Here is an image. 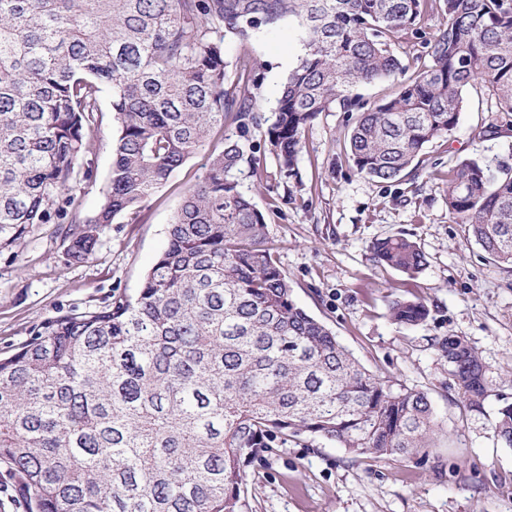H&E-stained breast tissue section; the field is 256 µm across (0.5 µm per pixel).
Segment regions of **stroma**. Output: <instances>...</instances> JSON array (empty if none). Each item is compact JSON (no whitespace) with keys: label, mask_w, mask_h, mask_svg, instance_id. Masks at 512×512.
<instances>
[{"label":"stroma","mask_w":512,"mask_h":512,"mask_svg":"<svg viewBox=\"0 0 512 512\" xmlns=\"http://www.w3.org/2000/svg\"><path fill=\"white\" fill-rule=\"evenodd\" d=\"M445 17L428 14L420 35L405 34L393 52L421 67L428 41ZM257 60L260 105L270 113L282 78L302 54L294 25L260 33L249 46ZM451 135L429 143L418 171L399 183L359 175L348 159L356 121L347 112L319 114L305 132L297 176H288L265 142L252 134L256 168H243L239 189L266 220V240L278 256L297 303L325 323L369 371L393 388L427 393L435 412L431 448L399 458H351L315 440L269 449L250 463V512H512V448L493 433L501 400L512 402V266L493 261L448 212L446 174L457 161L512 162V130L485 89L463 92ZM497 124L501 133H490ZM104 125L97 145V182L80 194L82 215L100 207L112 163ZM212 137L177 169L136 214L101 226L93 257L69 262L59 227L34 225L23 244L0 250V355L30 339L49 319L70 309L101 306L131 294L167 245V228L185 188L194 183ZM414 239L427 258L407 275L371 259L373 240ZM418 299L429 309L419 326L393 324L388 304ZM466 340L482 357L493 383L484 413L466 408L440 346Z\"/></svg>","instance_id":"stroma-1"}]
</instances>
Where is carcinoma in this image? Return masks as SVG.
I'll use <instances>...</instances> for the list:
<instances>
[{
    "mask_svg": "<svg viewBox=\"0 0 512 512\" xmlns=\"http://www.w3.org/2000/svg\"><path fill=\"white\" fill-rule=\"evenodd\" d=\"M441 10L430 65L377 104L356 86L396 80L390 45ZM292 22L304 53L267 126L270 150L297 175L305 132L322 112H355L348 159L398 182L451 134L463 90L478 83L512 114V0H0V248L35 224H61L84 263L97 229L140 208L222 132L168 227L167 247L132 295L66 311L0 357V512H248L246 466L303 437L354 459L431 447L423 391L393 390L293 298L267 245L265 217L237 172L262 116L255 59L224 47ZM115 115L103 201L81 216L76 188L95 181L94 142ZM448 212L494 260L512 265V164L448 170ZM374 262L414 274L417 242L377 238ZM395 299L391 321L425 320ZM466 406L483 412L487 366L463 340L442 345ZM512 447V403L497 408Z\"/></svg>",
    "mask_w": 512,
    "mask_h": 512,
    "instance_id": "cac0c4a2",
    "label": "carcinoma"
}]
</instances>
